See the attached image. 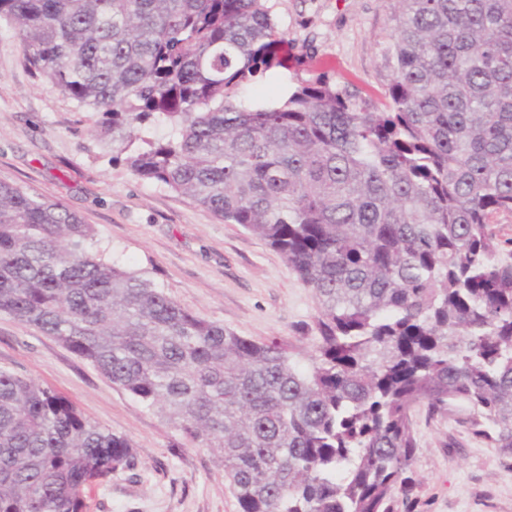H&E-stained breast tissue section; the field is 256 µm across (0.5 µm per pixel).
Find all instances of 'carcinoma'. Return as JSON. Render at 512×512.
Here are the masks:
<instances>
[{
  "label": "carcinoma",
  "instance_id": "cac0c4a2",
  "mask_svg": "<svg viewBox=\"0 0 512 512\" xmlns=\"http://www.w3.org/2000/svg\"><path fill=\"white\" fill-rule=\"evenodd\" d=\"M268 0H0L34 73L102 113L136 176L263 238L318 304L306 368L94 249L66 206L0 183V314L54 338L224 466L239 512H398L413 412L470 408L512 461V0H386L383 107L282 65ZM161 122L163 139L141 135ZM131 442L0 369V512H84Z\"/></svg>",
  "mask_w": 512,
  "mask_h": 512
}]
</instances>
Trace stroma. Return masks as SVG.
Masks as SVG:
<instances>
[{
  "label": "stroma",
  "instance_id": "35a3bbf8",
  "mask_svg": "<svg viewBox=\"0 0 512 512\" xmlns=\"http://www.w3.org/2000/svg\"><path fill=\"white\" fill-rule=\"evenodd\" d=\"M286 68L256 77L254 102L325 76L382 102L392 80L393 24L385 0H268ZM99 112L79 107L29 67L15 28L0 21V182L62 202L97 231L96 247L147 273L182 307L255 340L277 338L308 365L318 342L317 302L286 260L241 225L113 161L91 136ZM0 368L51 386L92 422L130 440L134 471L91 487L84 512H238L223 466L158 413L115 387L52 337L0 315ZM465 406L445 417L414 413L418 482L401 512H512V467L468 433Z\"/></svg>",
  "mask_w": 512,
  "mask_h": 512
}]
</instances>
